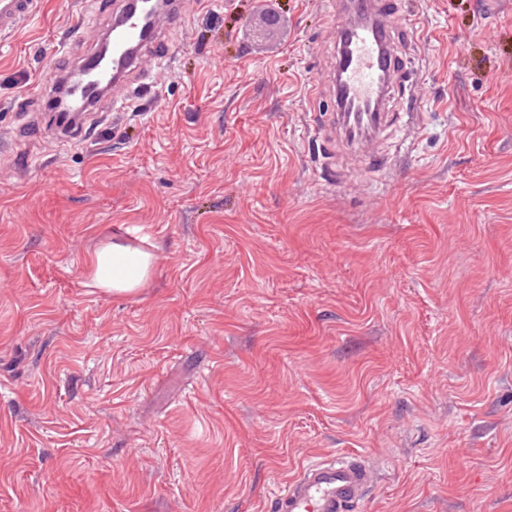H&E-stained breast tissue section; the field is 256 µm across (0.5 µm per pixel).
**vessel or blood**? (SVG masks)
<instances>
[{
	"mask_svg": "<svg viewBox=\"0 0 512 512\" xmlns=\"http://www.w3.org/2000/svg\"><path fill=\"white\" fill-rule=\"evenodd\" d=\"M116 3L107 29L111 56L85 58L54 77L71 106L60 113L61 123L103 110L123 112L135 81H156L171 62L168 34L183 21V0H162L147 18L132 11L131 0ZM327 5L336 15L334 58L313 91L327 93L333 109L327 116L306 113L303 128L319 142L325 161H333L342 144L373 170L383 156L378 142L387 128L398 125L409 141L419 129L415 110L392 106L415 62L397 36L406 29L407 18L399 0H327ZM36 11L37 0H0V33L13 32ZM373 481L374 470L365 457L315 461L278 494L275 507L277 512H351Z\"/></svg>",
	"mask_w": 512,
	"mask_h": 512,
	"instance_id": "b4317fda",
	"label": "vessel or blood"
}]
</instances>
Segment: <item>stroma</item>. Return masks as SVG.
I'll list each match as a JSON object with an SVG mask.
<instances>
[{
    "mask_svg": "<svg viewBox=\"0 0 512 512\" xmlns=\"http://www.w3.org/2000/svg\"><path fill=\"white\" fill-rule=\"evenodd\" d=\"M107 2L0 39V512H272L354 453L358 512H512V0H415L421 128L332 181L322 0H189L161 91L72 140L45 75ZM154 256L116 243L98 248L90 263L91 279L100 290L117 296L130 295L150 277Z\"/></svg>",
    "mask_w": 512,
    "mask_h": 512,
    "instance_id": "1",
    "label": "stroma"
}]
</instances>
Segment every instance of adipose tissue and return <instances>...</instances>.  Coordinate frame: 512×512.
<instances>
[{
    "instance_id": "ef3b65f1",
    "label": "adipose tissue",
    "mask_w": 512,
    "mask_h": 512,
    "mask_svg": "<svg viewBox=\"0 0 512 512\" xmlns=\"http://www.w3.org/2000/svg\"><path fill=\"white\" fill-rule=\"evenodd\" d=\"M152 254L116 243L98 248L90 263L91 279L100 290L117 296L130 295L150 277Z\"/></svg>"
}]
</instances>
